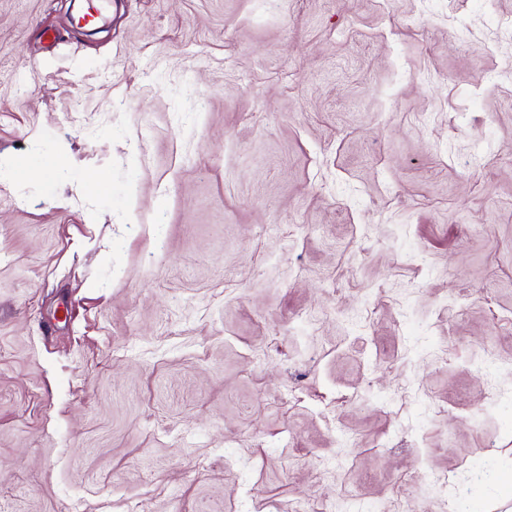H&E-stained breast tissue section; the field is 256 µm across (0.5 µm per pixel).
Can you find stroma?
I'll use <instances>...</instances> for the list:
<instances>
[{"mask_svg": "<svg viewBox=\"0 0 512 512\" xmlns=\"http://www.w3.org/2000/svg\"><path fill=\"white\" fill-rule=\"evenodd\" d=\"M111 3L0 0V512H512V0Z\"/></svg>", "mask_w": 512, "mask_h": 512, "instance_id": "stroma-1", "label": "stroma"}]
</instances>
